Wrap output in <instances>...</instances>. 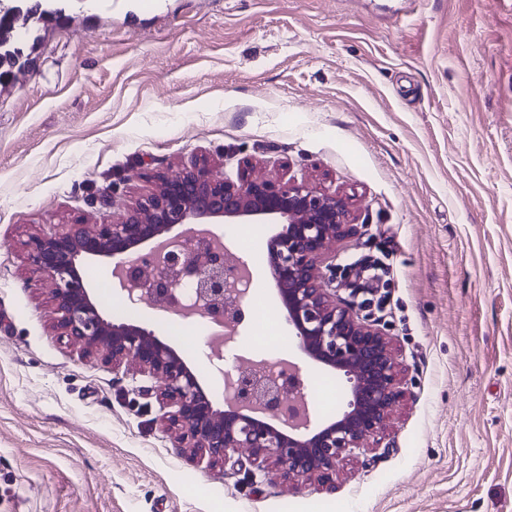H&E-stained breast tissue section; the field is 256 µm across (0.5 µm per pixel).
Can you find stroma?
I'll use <instances>...</instances> for the list:
<instances>
[{
	"mask_svg": "<svg viewBox=\"0 0 512 512\" xmlns=\"http://www.w3.org/2000/svg\"><path fill=\"white\" fill-rule=\"evenodd\" d=\"M0 90V512H512V0H66L31 23ZM268 170L346 195L337 262L390 253L402 404L333 483L219 472L172 444L152 381L61 338L25 243L134 204L163 168ZM114 205H107V198ZM274 224L239 225L257 309L223 348L294 358L313 405L349 383L278 319ZM108 320L168 336V312L104 289Z\"/></svg>",
	"mask_w": 512,
	"mask_h": 512,
	"instance_id": "35a3bbf8",
	"label": "stroma"
}]
</instances>
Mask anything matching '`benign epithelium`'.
I'll use <instances>...</instances> for the list:
<instances>
[{
	"instance_id": "obj_1",
	"label": "benign epithelium",
	"mask_w": 512,
	"mask_h": 512,
	"mask_svg": "<svg viewBox=\"0 0 512 512\" xmlns=\"http://www.w3.org/2000/svg\"><path fill=\"white\" fill-rule=\"evenodd\" d=\"M156 189L136 207L112 213L88 227L76 219L26 242L32 276L50 285L61 335L94 351L113 367L133 363L154 380L157 397L173 408L167 416L174 447L195 448L213 464L249 462L269 475L278 472L303 491L323 485L339 464L363 448L379 446L387 420L405 396L401 362L385 333L359 320L354 307L336 299L335 279L326 276L336 243L351 233L350 199L304 183L257 172L237 181L205 164L166 168ZM280 224L269 243V276L301 350L312 360L344 373L350 382L347 409L325 423L313 412L291 417L307 401L299 367L283 377L240 373L224 410L214 409L184 359L157 334L135 324L104 318L82 271L86 260L111 263L116 287L171 308L170 288L187 277L203 304L191 315L225 327L243 322L244 297L226 308L224 288L250 276L247 266L224 267V249L201 251L213 237L210 225ZM174 275L144 281L143 271Z\"/></svg>"
}]
</instances>
